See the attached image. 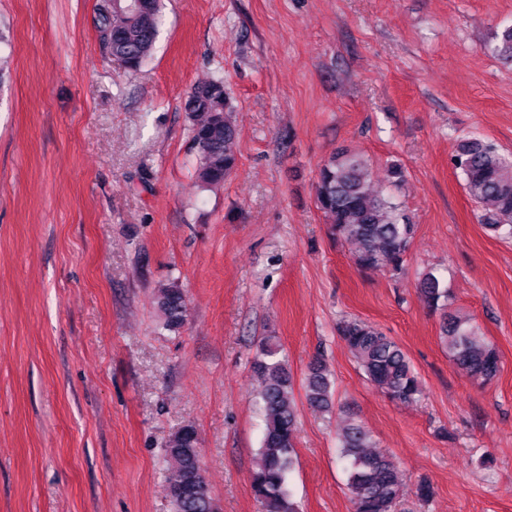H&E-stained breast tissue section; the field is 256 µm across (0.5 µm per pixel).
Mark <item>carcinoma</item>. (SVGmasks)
I'll use <instances>...</instances> for the list:
<instances>
[{
	"instance_id": "cac0c4a2",
	"label": "carcinoma",
	"mask_w": 512,
	"mask_h": 512,
	"mask_svg": "<svg viewBox=\"0 0 512 512\" xmlns=\"http://www.w3.org/2000/svg\"><path fill=\"white\" fill-rule=\"evenodd\" d=\"M160 2L103 0L97 39L111 61L129 72L140 70L158 36ZM490 50L512 64V26L495 36ZM183 109L190 120L196 151L197 187L223 185L238 166V132L224 81L212 79L194 85ZM453 165L463 176L469 197L485 206L481 215L484 228L496 236L512 238V154L471 136L457 145ZM314 189L316 208L331 224L333 237L353 247L356 266L367 272L401 267L416 225L395 197L371 190L368 166L361 155L342 151L331 156L318 168ZM419 290L427 307L447 308V286L434 271L423 275ZM157 307L166 329L175 331L183 325L186 299L179 282L160 289ZM338 331L378 391L396 402H412L422 396L421 381L396 341L358 318L341 322ZM440 341L455 366L470 379L487 383L500 372L499 351L480 336L470 318L455 314L444 318ZM278 354L275 337L269 336L258 345L253 363V372L261 382L259 405L265 429L251 489L261 512H298L288 487L298 434L295 382L288 362ZM332 388L330 374L318 357L304 380L309 406L331 410ZM371 446V435L355 422L344 428L339 439L354 512H398L402 485L397 464L388 456L369 451ZM165 448L169 462L166 483L174 512H217L202 474L194 426L184 425L173 432Z\"/></svg>"
}]
</instances>
